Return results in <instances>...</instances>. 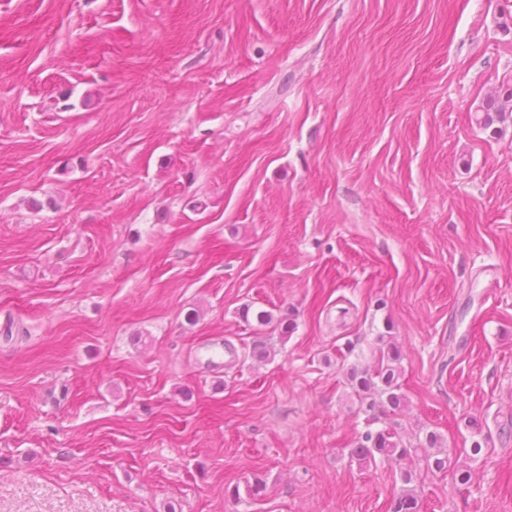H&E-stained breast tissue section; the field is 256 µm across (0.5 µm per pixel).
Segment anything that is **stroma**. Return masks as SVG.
I'll return each mask as SVG.
<instances>
[{"instance_id":"obj_1","label":"stroma","mask_w":512,"mask_h":512,"mask_svg":"<svg viewBox=\"0 0 512 512\" xmlns=\"http://www.w3.org/2000/svg\"><path fill=\"white\" fill-rule=\"evenodd\" d=\"M508 87L512 0H0V512H386V332L421 512H512ZM477 122L484 128L488 129L495 122H504L506 114L512 116V88H506L502 94L490 96L482 100L476 106ZM388 338L387 340H385ZM393 336H379L385 347H379L376 364L373 369L352 368L348 374L349 385L359 398L367 416L368 429L355 440L350 450L351 462L359 468L376 464L377 459L399 467V478L402 487L392 498L389 512H418V495L416 481L421 472L438 475L451 473L454 484L458 487H469L473 481L471 468L452 461L449 452H433L440 448L441 436L434 430L426 431L417 445L406 444L402 437L392 428L371 429L378 421L377 413L388 410H402L407 404L406 395L402 392L399 382L401 351L391 341Z\"/></svg>"}]
</instances>
